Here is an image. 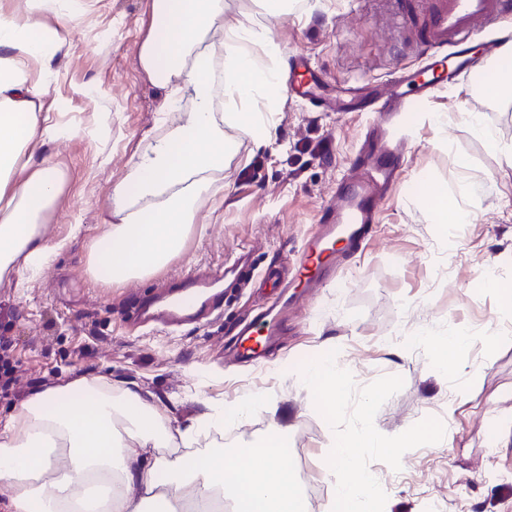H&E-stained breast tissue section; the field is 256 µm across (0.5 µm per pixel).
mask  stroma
Returning a JSON list of instances; mask_svg holds the SVG:
<instances>
[{
  "label": "stroma",
  "mask_w": 512,
  "mask_h": 512,
  "mask_svg": "<svg viewBox=\"0 0 512 512\" xmlns=\"http://www.w3.org/2000/svg\"><path fill=\"white\" fill-rule=\"evenodd\" d=\"M225 2L227 19L270 28L281 49L279 72L288 73L294 54H305L331 91L379 90L394 72L421 64L417 19L396 0H299L276 19L257 0ZM150 20L149 0H95L91 23L76 32L74 54L50 88V97L66 104L57 121L81 131L42 148L65 174L47 218L50 234L65 247L27 287L0 286V336L10 341L19 390L15 398L0 396V418L33 389L77 375L109 378L117 390L138 385L174 427L203 411L205 400L264 393L291 423L289 466L317 467L327 456L330 430L296 374L321 346L336 351L337 366L351 372L356 386L403 378L374 418L380 433L398 435L427 417L451 423V439L407 451L401 470L371 463L387 495L384 512H428L433 500L442 512H512V446L488 451L492 433L512 416V341L489 358L481 343L512 327V312L483 286L491 268L512 281V210L504 206L512 201V166L461 114L481 112L500 143L512 145V100L471 96L465 79L411 112L420 136L383 200L371 241L340 281L289 306L290 331L260 371L229 351L232 327L273 300L265 271L291 268L348 174L372 117L334 111L325 101L287 98L276 112L253 102L251 111L273 126L272 142L242 139L202 208L205 223L193 228L180 255L151 276L108 285L88 270L108 188L161 132L164 92L137 61ZM440 112L448 115L442 133L432 121ZM438 188L458 200L470 222H437ZM76 224L81 233H73ZM242 248L258 274L249 288L228 291L220 316L169 332L126 325L138 302L186 275L219 271ZM463 325L479 338L449 351L447 368L433 364L430 344L397 348L398 337L422 330L446 337ZM460 364L477 369L476 378L459 375ZM459 393L466 401L449 414L448 400Z\"/></svg>",
  "instance_id": "1"
}]
</instances>
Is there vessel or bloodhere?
I'll use <instances>...</instances> for the list:
<instances>
[{"instance_id":"obj_1","label":"vessel or blood","mask_w":512,"mask_h":512,"mask_svg":"<svg viewBox=\"0 0 512 512\" xmlns=\"http://www.w3.org/2000/svg\"><path fill=\"white\" fill-rule=\"evenodd\" d=\"M511 17L512 0H436L423 35V64L419 71L394 77L384 94L361 96V111L378 113L385 122L392 114L411 111L439 85L468 77L471 70L466 58L457 53V46L469 42L478 31ZM317 89V75L304 59H297L288 76L289 94L311 97ZM400 170L398 145L382 138L362 146L351 174L337 184L328 211L306 239L293 275L296 287L311 291L325 286L343 259L358 251L377 222L384 192ZM244 272L243 257H233L224 264L223 278H186L180 284V297L144 302L136 318L145 325L169 326L220 313L224 301L221 282H243ZM287 329V306H280L275 312H259L238 324L236 356L246 361L265 358Z\"/></svg>"}]
</instances>
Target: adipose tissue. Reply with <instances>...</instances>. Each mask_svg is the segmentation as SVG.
Masks as SVG:
<instances>
[{"instance_id":"1","label":"adipose tissue","mask_w":512,"mask_h":512,"mask_svg":"<svg viewBox=\"0 0 512 512\" xmlns=\"http://www.w3.org/2000/svg\"><path fill=\"white\" fill-rule=\"evenodd\" d=\"M150 15L138 61L166 92L167 128L109 187L90 270L111 284L181 253L216 176L239 151L228 129L265 144L272 127L249 106L261 97L275 112L283 102L278 70L254 53L278 54L268 26L225 22L224 0H151ZM90 16L88 0H26L24 9L0 11V282L18 288L64 246L44 224L64 173L35 154L78 135L52 120L60 104L47 94ZM485 71L474 96L512 93V41ZM259 407L271 415L262 440L196 449ZM275 411L266 396L248 394L207 402L175 429L138 388L116 393L107 380L78 376L35 391L0 419V512H216L228 490L232 512H308L301 479L280 462L288 444Z\"/></svg>"}]
</instances>
